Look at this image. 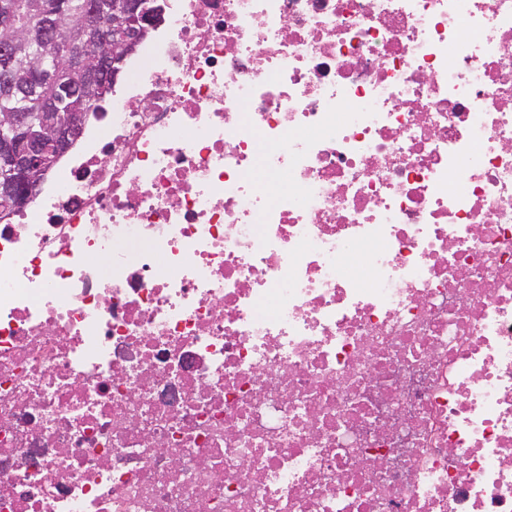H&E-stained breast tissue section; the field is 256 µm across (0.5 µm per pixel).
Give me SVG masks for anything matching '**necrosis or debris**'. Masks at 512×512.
I'll use <instances>...</instances> for the list:
<instances>
[{
	"label": "necrosis or debris",
	"mask_w": 512,
	"mask_h": 512,
	"mask_svg": "<svg viewBox=\"0 0 512 512\" xmlns=\"http://www.w3.org/2000/svg\"><path fill=\"white\" fill-rule=\"evenodd\" d=\"M0 224V512H512V0H167Z\"/></svg>",
	"instance_id": "obj_1"
}]
</instances>
